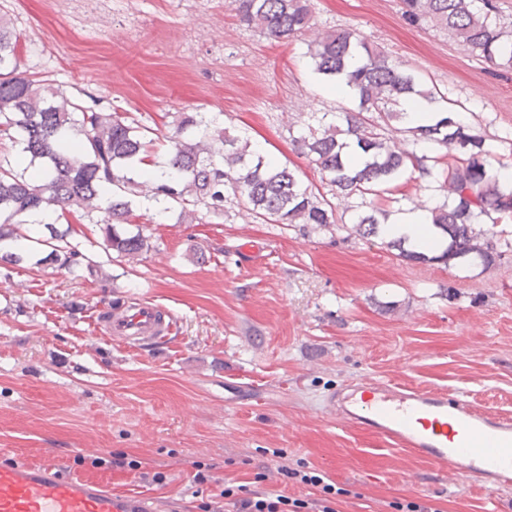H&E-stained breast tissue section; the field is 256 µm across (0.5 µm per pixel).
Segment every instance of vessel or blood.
<instances>
[{"label":"vessel or blood","mask_w":512,"mask_h":512,"mask_svg":"<svg viewBox=\"0 0 512 512\" xmlns=\"http://www.w3.org/2000/svg\"><path fill=\"white\" fill-rule=\"evenodd\" d=\"M169 310L128 309L107 334L122 344L168 340ZM328 406L337 420L428 460L438 471L483 488L512 486V416L491 414L446 393L363 379ZM0 512H158L157 505L117 496L98 482L66 475L59 464L0 463Z\"/></svg>","instance_id":"obj_1"}]
</instances>
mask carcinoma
<instances>
[{"label":"carcinoma","mask_w":512,"mask_h":512,"mask_svg":"<svg viewBox=\"0 0 512 512\" xmlns=\"http://www.w3.org/2000/svg\"><path fill=\"white\" fill-rule=\"evenodd\" d=\"M232 6L241 22L271 40L310 37L314 71L349 88L356 106L341 112L342 125L321 119L294 137L322 181L335 189L337 202L250 142L238 146L216 122L189 112L181 113L161 153L167 179L153 180L141 167L151 159L150 128L124 113L77 103L20 70V37L0 16V137L17 148L14 156L0 154V264L20 262L24 240L51 248L44 262L69 269L83 264L85 255L55 224L43 225L46 239L21 232L44 209L64 219L94 216L107 248L140 256L151 248L148 237L118 226L132 223L133 208L143 199L163 202L164 213L179 210L180 222L192 224L199 207L224 215L231 195L264 223L298 224L310 232L350 223L368 239L382 232L411 169L428 180L425 189L448 194L440 206H419L447 244L430 256L426 251L434 242L422 236L419 248H407L408 237L400 236L390 241L400 258L450 267L464 255L487 268L512 252V185L501 183L491 166L493 147L472 133L458 111L442 106L436 86L352 29L317 28L311 0H232ZM401 14L410 24L447 33L479 60L512 67V27L505 25L497 0H401ZM410 98L435 106L437 117L405 126L403 105ZM393 131L410 138L389 136ZM493 213L492 224L484 225Z\"/></svg>","instance_id":"obj_1"}]
</instances>
